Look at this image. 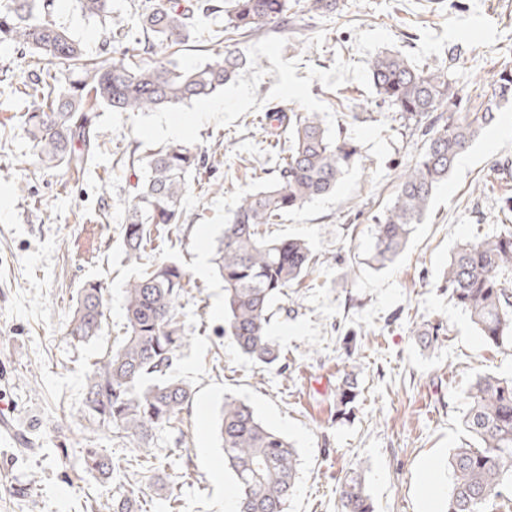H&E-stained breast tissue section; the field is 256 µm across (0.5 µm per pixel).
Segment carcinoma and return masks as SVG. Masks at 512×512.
Here are the masks:
<instances>
[{"label":"carcinoma","instance_id":"cac0c4a2","mask_svg":"<svg viewBox=\"0 0 512 512\" xmlns=\"http://www.w3.org/2000/svg\"><path fill=\"white\" fill-rule=\"evenodd\" d=\"M306 2L308 11L336 10V0H153L139 13V33L111 9V0H82L91 16L110 20L119 57L93 62L81 43L51 20L54 0H5L0 3V44L33 49L50 66L25 85L34 102L24 116V129L37 163L63 173L81 171L91 155V123L87 107L113 112L163 110L212 95L232 80L245 60L238 39L288 30V13ZM224 14L216 31L211 60L190 70L165 62L167 49L188 40L200 17ZM145 53L153 63L133 58ZM372 84L380 103L400 118L426 122L425 149L400 176L392 204L374 224L372 260L392 261L405 246L414 225L422 223L436 189L448 181L459 156L512 102V69L497 73L493 91L481 113L454 118L460 101L439 70H423L408 58L378 54L370 63ZM288 148L279 158L277 179L239 197L224 222L213 264L224 281V337L251 362H280L279 346L268 333L275 302L312 269L309 244L297 238H268L260 230L308 202L331 193L345 171L360 159L358 145L332 136L317 113L278 109ZM206 158L181 145L162 146L142 162L136 193L121 227L126 262L136 267L124 288L125 331L99 357L87 377L83 413L118 437L139 446L180 421L192 402L191 386L175 375V365L188 337L184 308L192 299L191 275L172 257L142 263L153 237L179 229L189 179ZM446 288L470 316L482 338L497 347H512V231L466 241L456 246L445 272ZM106 291L94 282L79 289L67 325L74 343L99 336L105 320ZM356 374L339 389L343 412L355 398ZM463 423L472 443L451 449V483L445 512H487L512 482V378L483 375L468 390ZM224 467L236 481L235 512H288L296 490L298 454L279 432L257 417L252 407L224 398L219 420ZM84 470L106 476L114 471L99 448H84ZM341 512H374L359 471L339 482ZM92 512H140L133 488L112 494L110 501L90 505Z\"/></svg>","mask_w":512,"mask_h":512}]
</instances>
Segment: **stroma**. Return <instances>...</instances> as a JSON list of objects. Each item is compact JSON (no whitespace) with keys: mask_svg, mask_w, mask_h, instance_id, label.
<instances>
[{"mask_svg":"<svg viewBox=\"0 0 512 512\" xmlns=\"http://www.w3.org/2000/svg\"><path fill=\"white\" fill-rule=\"evenodd\" d=\"M336 12H300L283 33L242 39L245 64L217 94L155 112L92 114L99 138L77 174L45 169L23 130L32 106L18 91L34 69L20 47L0 45V403L35 451L19 454L0 440V512H84L86 501L119 484L82 469L81 451L105 449L117 472L140 491L147 512H225L235 488L224 467L218 419L225 398L249 403L299 454L289 512H340L337 488L362 468L375 512H420L429 494L443 512L451 477L448 454L466 435L461 418L476 377H512V349L486 344L444 288L455 246L506 228L500 204L512 197V136L494 126L460 157L434 194L421 224L388 266L367 258L373 226L394 198L402 170L424 140L395 109L380 104L369 67L381 52L441 69L465 111L480 112L496 71L512 67V0H338ZM53 19L91 59H106L109 27L79 0H55ZM219 16L169 50L181 69L205 64L223 26ZM319 113L330 134L353 138L361 159L331 194L282 223L274 237L300 238L317 261L289 288L271 319L283 368L247 361L223 337L224 283L211 262L225 218L241 194L273 182L283 145L265 131L267 109ZM184 127L183 136L171 126ZM182 142L212 157L185 195L180 243L172 253L196 285L185 308L189 338L178 362L193 399L179 427L136 448L101 431L81 408L86 374L121 335L123 288L132 274L121 240L134 193V160ZM107 290L100 336L71 342L66 326L84 283ZM442 322L433 347L418 332ZM356 372L360 394L336 416V389ZM32 488L29 497L17 496Z\"/></svg>","mask_w":512,"mask_h":512,"instance_id":"stroma-1","label":"stroma"}]
</instances>
